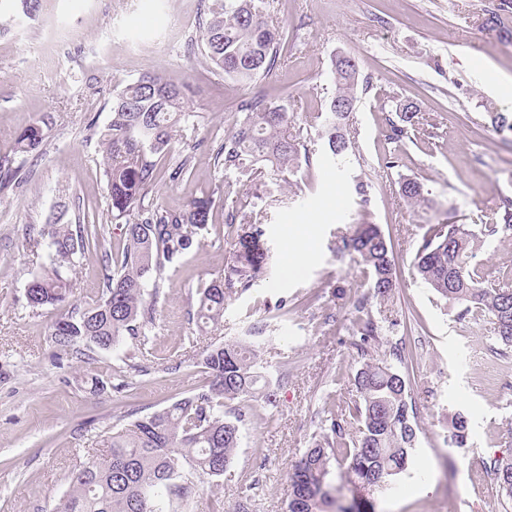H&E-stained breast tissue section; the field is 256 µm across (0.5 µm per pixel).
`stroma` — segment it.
<instances>
[{"mask_svg": "<svg viewBox=\"0 0 512 512\" xmlns=\"http://www.w3.org/2000/svg\"><path fill=\"white\" fill-rule=\"evenodd\" d=\"M497 0H270L269 13L288 35L285 63L242 87L208 68L191 48L204 0H43L34 16L9 0L0 23V512H51L69 489L71 470L103 454L102 441L205 384L208 345L253 337L267 363L274 402H241L238 453L223 476L195 480L191 512H284L288 472L318 431L325 401L347 410L357 400L353 377L362 358L353 345L360 266L336 251V237L360 215L390 238L398 286L369 299L382 327L379 353L412 355L409 395L422 431L408 468L391 491L375 495L376 512H504L482 462L512 454V347L499 343L489 320L459 319L416 278L412 261L429 225L479 228L512 198V133L496 132L488 115L512 113V93L484 79L471 62L488 59L512 77V9L503 30L486 27ZM354 56L368 87L354 112L351 163L325 159L318 128L305 126L309 149L289 182L267 174L250 184L225 176L216 147L242 98L289 95L300 116L324 112L332 90L331 59ZM150 72L192 86L198 126L180 130L162 167L190 158L189 178L161 181L147 198L169 208L219 191L212 219L193 249L161 269L156 324L144 343L126 340L87 358L51 339L56 309L35 315L24 298L34 269L26 227L44 223L67 203L70 219L97 210L105 249L120 252L121 228L107 212L98 138L112 99ZM416 102L432 132L389 140L400 101ZM49 119L38 152L20 156L15 139L40 116ZM395 167H388V160ZM369 185L361 209L354 176ZM428 192L412 209L399 179ZM299 186L290 194L288 183ZM261 198L266 269L249 290L233 294L224 318L197 331L190 318L198 292L221 276L241 232L229 213ZM489 281L512 282V238L486 239L475 258ZM142 372L114 392L110 384L127 353ZM106 389L89 393L91 378ZM469 421V444L448 446L449 413Z\"/></svg>", "mask_w": 512, "mask_h": 512, "instance_id": "35a3bbf8", "label": "stroma"}]
</instances>
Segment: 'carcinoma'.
Returning <instances> with one entry per match:
<instances>
[{
  "label": "carcinoma",
  "instance_id": "cac0c4a2",
  "mask_svg": "<svg viewBox=\"0 0 512 512\" xmlns=\"http://www.w3.org/2000/svg\"><path fill=\"white\" fill-rule=\"evenodd\" d=\"M281 32L269 20L267 0H207L204 20L194 38L203 63L243 86L266 77L282 64ZM333 90L321 124L326 153L344 162L350 148L346 127L359 102V69L354 57L337 53L331 61ZM188 88L151 73L126 85L112 100L110 121L97 131L108 190V213L122 226L120 257L101 254L104 270L96 295L70 304L68 272L82 257L101 246V226L72 224L65 213L52 214L42 225H29V239L42 250L44 272L26 284L32 313L46 307L66 312L52 326L53 342L63 350L83 344L110 350L126 339L145 340L155 327L147 299L159 294L161 282L151 273L187 253L209 224L213 195L190 200L181 209L144 203L160 176L158 159L171 148L176 129L197 125L204 116L190 109ZM238 116L216 157L224 172L250 183L265 170L283 176L298 167L301 123L288 98H244ZM420 108L403 103L391 122L390 138L400 141L420 124ZM47 119L25 127L17 138L21 153L38 150L45 140ZM398 195L413 208L426 203L423 186L413 178L398 182ZM242 233L230 266L201 292L197 321L216 323L234 289L248 290L263 273L265 229L258 213L241 209ZM512 231V198L506 197L485 222L481 233L463 224H432L417 246L414 269L438 300L459 306V316L485 317L494 335L512 346V287L489 283L472 263L484 237ZM337 250L353 254L363 267L366 287L384 300L397 288L392 245L377 224L367 221L338 237ZM360 340L355 347L368 354L381 329L365 298L355 302ZM209 384L169 406L143 415L104 439L110 459H95L72 471L69 491L52 512H178L174 497L198 477H219L232 462L241 441L243 415L239 403L257 393L267 402L275 396L264 381V365L254 346L242 337L213 345L202 358ZM359 401L348 417L324 410L319 433L289 472L287 512H374L368 494L392 489L407 469L420 425L409 399V381L383 358L366 359L354 375ZM469 422L461 412L448 416V445L467 444ZM346 463L343 483H330L331 462ZM483 469L495 492L512 503V455L494 457Z\"/></svg>",
  "mask_w": 512,
  "mask_h": 512
}]
</instances>
